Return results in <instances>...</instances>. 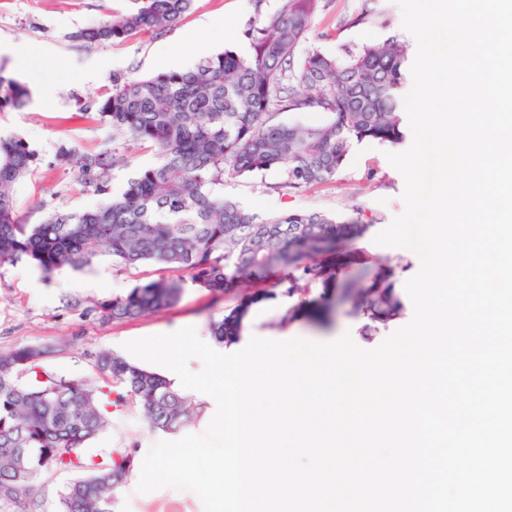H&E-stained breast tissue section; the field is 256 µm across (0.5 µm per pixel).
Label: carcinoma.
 Masks as SVG:
<instances>
[{
  "label": "carcinoma",
  "instance_id": "obj_1",
  "mask_svg": "<svg viewBox=\"0 0 512 512\" xmlns=\"http://www.w3.org/2000/svg\"><path fill=\"white\" fill-rule=\"evenodd\" d=\"M130 8L80 29L73 38L114 43L175 25L194 0H128ZM321 0H281L267 18L249 21L246 53L226 50L186 71L143 78L112 77L108 94L85 111L113 134L149 145L157 161L140 168L126 186L111 187L119 163L107 151L74 152L62 145L61 164L76 161L78 177L102 197L94 211L49 212L25 224L10 192L34 174L36 150L22 138L0 136V266L21 261L44 277L82 270L101 255L119 267L151 263L188 273L191 284L234 305L210 322L218 345L237 343L251 311L279 296L292 298L319 285L341 291L366 320L364 335L400 319L404 301L394 267L377 260L371 271L339 281V271L367 261L354 243L365 225L318 211L265 218L224 198V179L280 171L292 190L328 183L361 143L398 147L405 140L399 92L410 71L408 45L398 39L345 46L334 55L305 48ZM29 92L0 68V111L19 107ZM317 110L320 124L278 118L282 112ZM272 292L248 289L274 270ZM182 284L166 279L136 285L97 302L103 322L133 318L174 305ZM325 309L300 301L281 323L319 320ZM49 350L22 347L0 352V512H42L44 478L62 470L84 476L58 495L57 512H111L116 493L135 466V449L92 442L112 412L137 405L153 430L176 433L204 418L208 406L165 377L110 352L95 356L112 383L91 385L47 369Z\"/></svg>",
  "mask_w": 512,
  "mask_h": 512
}]
</instances>
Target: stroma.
Instances as JSON below:
<instances>
[{
    "instance_id": "1",
    "label": "stroma",
    "mask_w": 512,
    "mask_h": 512,
    "mask_svg": "<svg viewBox=\"0 0 512 512\" xmlns=\"http://www.w3.org/2000/svg\"><path fill=\"white\" fill-rule=\"evenodd\" d=\"M127 6V0H0V43L28 46L42 78L56 87L48 102L30 99L0 112V134L23 138L41 157L36 172L13 186L29 223H38L48 212L90 210L100 202L79 180L75 166L55 160L62 144L79 155L113 148L111 129L102 126L95 115L83 112L87 103L106 95L112 87L110 78H93L99 65H107L111 74L135 78L174 70L179 63L189 68L203 56L227 49L243 51L248 46L243 36L248 21L274 14L280 0H195L174 26L161 31L108 44L74 39L75 31ZM402 20L396 0H323L306 44L332 55L342 46L367 39L380 42L394 36L413 43ZM404 188V178L389 163L385 147L365 143L353 149L332 182L295 191L284 186L279 172L271 171L225 180L223 192L262 217L316 210L346 218L358 215L365 223L379 225L391 223L403 212ZM357 245L370 256L391 258L397 289H404L420 268L413 250L378 245L372 234H365ZM160 276L153 265L127 270L115 266L108 256L96 257L82 270H65L49 279L25 262L0 266V351L28 345L49 348L50 370L99 385L103 376L94 365V353L120 354L125 342L185 327L207 335L209 320L223 315L224 304L194 288L184 271L173 274L181 281L183 292L169 308L106 323L85 315L87 306ZM291 304V299L281 296L262 303L253 315L249 335L326 341L347 332L359 347L371 350L391 333L386 327L376 336H363V318L339 301L334 302L326 323L299 321L281 326L280 319ZM165 438V433L151 430L131 404L113 416L111 426L93 446L133 448L142 458ZM137 483V476L129 477L117 494L113 512H204L193 492L167 487L140 494Z\"/></svg>"
}]
</instances>
